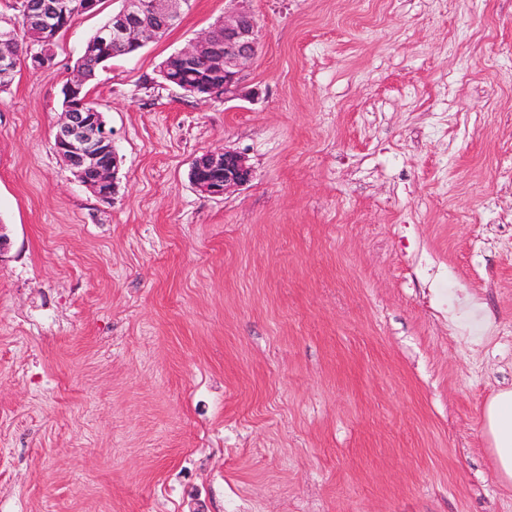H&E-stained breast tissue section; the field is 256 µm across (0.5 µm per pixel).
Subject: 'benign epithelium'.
<instances>
[{
  "mask_svg": "<svg viewBox=\"0 0 512 512\" xmlns=\"http://www.w3.org/2000/svg\"><path fill=\"white\" fill-rule=\"evenodd\" d=\"M234 7L224 11L221 22L190 41L177 51L185 65H193L206 55L214 68L224 69V100L241 96L242 77L259 54L261 32L248 0H229ZM99 0H44L40 9H26L27 26L43 34V49L34 54L33 65L38 69L55 65L54 42L59 28L69 16L96 11ZM188 0H124L123 8L112 16L107 28L109 35L96 40L99 52L109 46H120L133 40L137 49L159 39L160 34L176 24ZM224 31V49L213 43L214 32ZM15 33L0 34V77L15 72ZM85 73L72 74L63 88L66 99L54 139V148L78 180L102 199L116 192L118 154L112 143V129L99 112L84 110L87 99L82 95ZM252 178V169L244 156L224 151L205 157L193 173V184L212 196H223L228 191L246 185Z\"/></svg>",
  "mask_w": 512,
  "mask_h": 512,
  "instance_id": "benign-epithelium-1",
  "label": "benign epithelium"
}]
</instances>
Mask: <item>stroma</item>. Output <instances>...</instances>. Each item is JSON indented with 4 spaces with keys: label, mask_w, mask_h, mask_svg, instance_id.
Here are the masks:
<instances>
[{
    "label": "stroma",
    "mask_w": 512,
    "mask_h": 512,
    "mask_svg": "<svg viewBox=\"0 0 512 512\" xmlns=\"http://www.w3.org/2000/svg\"><path fill=\"white\" fill-rule=\"evenodd\" d=\"M121 6L0 89V512H157L195 446L190 494L219 472L259 512H512L483 419L512 388V0H250L262 49L226 103L159 76L228 6L193 0L88 87L104 200L54 135ZM224 150L251 181L201 193ZM35 309L57 330L19 339ZM85 73L76 70L66 82V99L54 139V148L78 180L102 199H110L116 192L118 154L112 143V129L107 126L98 102L85 98ZM87 102L88 109L84 110Z\"/></svg>",
    "instance_id": "35a3bbf8"
}]
</instances>
